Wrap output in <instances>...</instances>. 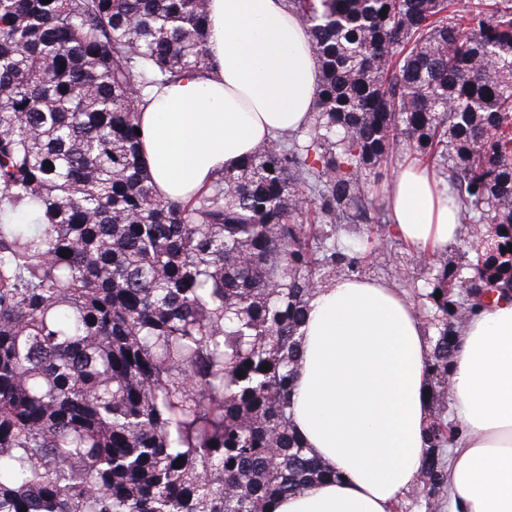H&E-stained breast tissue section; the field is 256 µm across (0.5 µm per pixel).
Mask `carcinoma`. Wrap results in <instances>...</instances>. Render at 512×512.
Masks as SVG:
<instances>
[{"label": "carcinoma", "mask_w": 512, "mask_h": 512, "mask_svg": "<svg viewBox=\"0 0 512 512\" xmlns=\"http://www.w3.org/2000/svg\"><path fill=\"white\" fill-rule=\"evenodd\" d=\"M283 3L317 62L307 125L179 201L135 129L147 88L214 68L208 0H0V512H271L336 478L292 424L301 327L362 273L399 153L485 229L417 254L437 414L458 327L512 300V0ZM458 434L427 427L430 495Z\"/></svg>", "instance_id": "carcinoma-1"}]
</instances>
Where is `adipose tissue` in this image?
<instances>
[{
  "label": "adipose tissue",
  "instance_id": "ef3b65f1",
  "mask_svg": "<svg viewBox=\"0 0 512 512\" xmlns=\"http://www.w3.org/2000/svg\"><path fill=\"white\" fill-rule=\"evenodd\" d=\"M209 74L148 90L142 155L159 194L189 198L277 131L305 123L317 65L306 26L281 0H209ZM398 234L419 251L458 240L449 185L404 169L389 196ZM431 345L398 288L336 280L310 303L293 394L309 455L336 479L272 512H395L426 454ZM448 392L463 434L448 463V512H512V303L460 329Z\"/></svg>",
  "mask_w": 512,
  "mask_h": 512
}]
</instances>
